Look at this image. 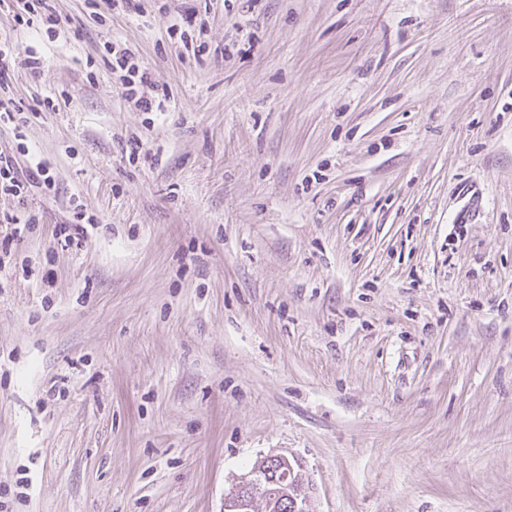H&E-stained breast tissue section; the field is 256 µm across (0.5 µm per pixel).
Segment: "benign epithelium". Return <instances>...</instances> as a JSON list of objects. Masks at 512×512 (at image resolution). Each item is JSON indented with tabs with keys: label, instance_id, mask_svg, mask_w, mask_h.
I'll list each match as a JSON object with an SVG mask.
<instances>
[{
	"label": "benign epithelium",
	"instance_id": "obj_1",
	"mask_svg": "<svg viewBox=\"0 0 512 512\" xmlns=\"http://www.w3.org/2000/svg\"><path fill=\"white\" fill-rule=\"evenodd\" d=\"M301 465L282 454H269L261 458L253 470L240 477L238 487L262 486L271 501H279L297 512H308L310 487L300 474ZM252 502L242 496L232 495L224 499V512H251Z\"/></svg>",
	"mask_w": 512,
	"mask_h": 512
}]
</instances>
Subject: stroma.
Returning a JSON list of instances; mask_svg holds the SVG:
<instances>
[{"label": "stroma", "mask_w": 512, "mask_h": 512, "mask_svg": "<svg viewBox=\"0 0 512 512\" xmlns=\"http://www.w3.org/2000/svg\"><path fill=\"white\" fill-rule=\"evenodd\" d=\"M53 5L0 10L55 181L0 191L5 512H223L271 453L311 512H512V0ZM32 2V3H30ZM38 8V9H36ZM40 12L41 25L45 26V33L49 39H54L58 35V26L60 19L55 14L53 7L47 4V0H33L25 1L23 12H18L13 15L16 26L28 28L33 25V20L30 17L37 15ZM36 13V14H35ZM135 76L125 83L124 97L132 102L134 106L143 112L161 111L159 108L161 102H156L154 92V83L151 80L149 72L146 69L133 68Z\"/></svg>", "instance_id": "35a3bbf8"}]
</instances>
